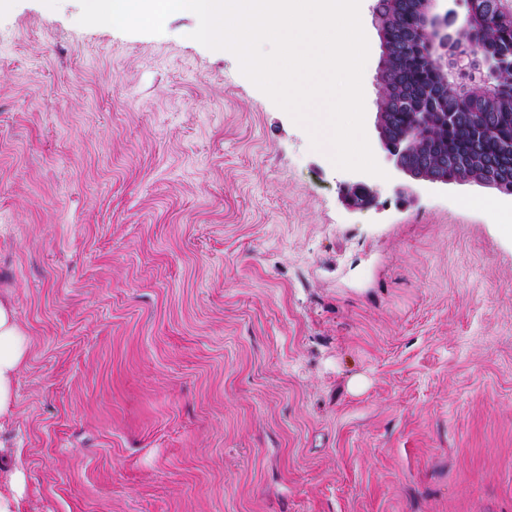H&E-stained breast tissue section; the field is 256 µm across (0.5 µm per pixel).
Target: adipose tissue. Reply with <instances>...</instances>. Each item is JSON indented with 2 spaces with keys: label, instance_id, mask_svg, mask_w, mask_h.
<instances>
[{
  "label": "adipose tissue",
  "instance_id": "adipose-tissue-1",
  "mask_svg": "<svg viewBox=\"0 0 512 512\" xmlns=\"http://www.w3.org/2000/svg\"><path fill=\"white\" fill-rule=\"evenodd\" d=\"M29 350L26 333L20 327L9 298L0 297V427L15 415L16 383ZM11 449L0 445V512H21L25 476L10 466Z\"/></svg>",
  "mask_w": 512,
  "mask_h": 512
}]
</instances>
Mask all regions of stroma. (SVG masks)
Here are the masks:
<instances>
[{"instance_id":"stroma-1","label":"stroma","mask_w":512,"mask_h":512,"mask_svg":"<svg viewBox=\"0 0 512 512\" xmlns=\"http://www.w3.org/2000/svg\"><path fill=\"white\" fill-rule=\"evenodd\" d=\"M0 0V296L30 512H512V238L348 171L234 54ZM29 350L9 298L0 297V431L15 415L16 383Z\"/></svg>"}]
</instances>
